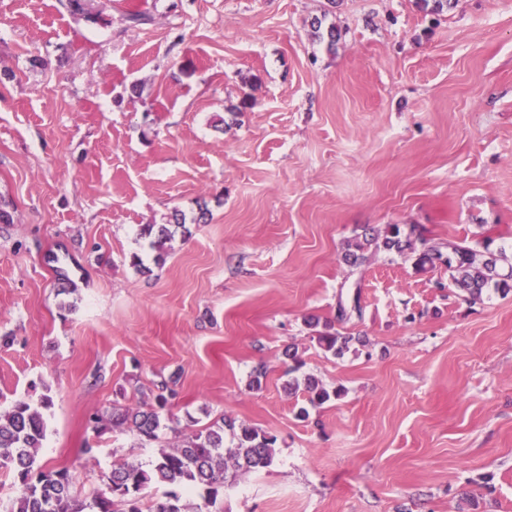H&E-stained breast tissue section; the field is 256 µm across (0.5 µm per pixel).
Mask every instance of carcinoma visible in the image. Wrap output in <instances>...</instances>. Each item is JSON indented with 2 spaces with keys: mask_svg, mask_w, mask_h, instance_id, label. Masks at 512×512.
Returning <instances> with one entry per match:
<instances>
[{
  "mask_svg": "<svg viewBox=\"0 0 512 512\" xmlns=\"http://www.w3.org/2000/svg\"><path fill=\"white\" fill-rule=\"evenodd\" d=\"M142 235L156 253L165 249L171 231L165 224H146ZM424 248H418V245ZM415 256L420 271L443 264L448 269V286L465 299L479 297L492 288L503 294L512 291V254L501 249L491 252L487 241L477 246H456L448 255L431 246L416 233V226L389 224L384 230L365 228L347 241L343 261L360 266L368 254L378 251ZM320 348L337 358L350 350L353 343H364L360 336H344L327 322L319 332ZM302 389L310 404L323 405L342 395L339 388L329 390L315 377L306 375L288 383V393ZM175 395L169 383L157 385L155 404L146 402L134 409L112 414V425L126 427L141 439L156 441L166 428L164 412L169 398ZM52 398L44 393L39 402L20 399L0 412V469L13 475L21 486L20 495L8 512H186L181 498L169 492L147 508L140 505V491L149 485H175L185 490L203 487L205 504H213L219 489L224 487L226 472L248 473L271 465L275 438L231 420L209 427L184 438L172 448L160 449L149 466L125 461L112 465L108 477L109 494L97 493L87 501L74 494L73 477L66 469L49 468L40 463L38 453L47 435L43 411L50 408ZM232 431L233 446H224V429Z\"/></svg>",
  "mask_w": 512,
  "mask_h": 512,
  "instance_id": "carcinoma-1",
  "label": "carcinoma"
}]
</instances>
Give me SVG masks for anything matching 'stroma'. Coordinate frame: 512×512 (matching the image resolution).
Returning <instances> with one entry per match:
<instances>
[{
  "mask_svg": "<svg viewBox=\"0 0 512 512\" xmlns=\"http://www.w3.org/2000/svg\"><path fill=\"white\" fill-rule=\"evenodd\" d=\"M86 4L0 0V410L50 393L41 463L88 499L230 418L274 459L211 512H512V293L342 259L389 224L512 248V0ZM310 318L368 344L325 354ZM291 350L344 389L305 419ZM162 380L163 443L112 426ZM142 235L149 240V248L157 253V257L171 240V231L167 224H146L142 228Z\"/></svg>",
  "mask_w": 512,
  "mask_h": 512,
  "instance_id": "1",
  "label": "stroma"
}]
</instances>
